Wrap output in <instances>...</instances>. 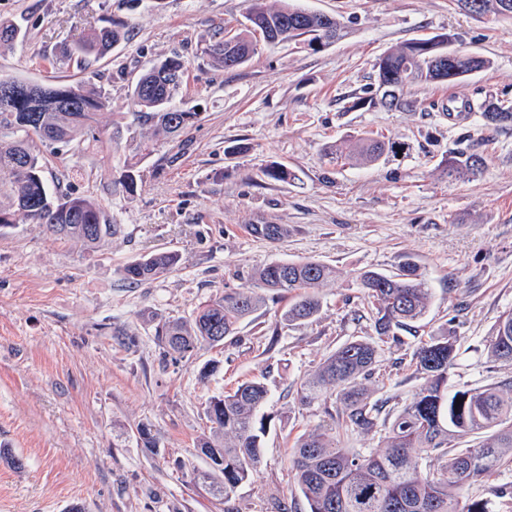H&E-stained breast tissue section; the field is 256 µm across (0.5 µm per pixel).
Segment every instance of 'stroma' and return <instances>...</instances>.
I'll use <instances>...</instances> for the list:
<instances>
[{"label":"stroma","instance_id":"obj_1","mask_svg":"<svg viewBox=\"0 0 512 512\" xmlns=\"http://www.w3.org/2000/svg\"><path fill=\"white\" fill-rule=\"evenodd\" d=\"M292 2L336 17L345 36L313 50L262 44L224 71L204 50L250 0H0V20L24 33L0 48V73L108 92L101 124L118 132V145L87 149L61 189L95 197L120 226L95 248L39 224L0 235V448L10 453L0 460V512H307L289 458L303 433L332 419L301 406L296 387L339 346L373 335L355 275L395 273L408 257L428 282L430 305L381 343L366 382L372 399L399 410L420 383L413 350L443 334L461 344L456 385L512 379V364L489 359L498 320L512 311V123L492 124L477 110L459 123L447 113L457 98L512 101V21L476 18L454 0ZM113 22L126 39L76 67L71 45ZM448 33L492 68L456 86H410L406 110L349 109L374 96L376 58ZM175 54L187 63L176 103L197 119L169 138L138 118L128 89ZM358 135L384 136L399 151L372 165L330 164L332 146ZM143 140L150 154L138 153ZM457 152L481 156L484 167L449 179ZM126 162L138 171L130 195L115 184ZM272 163L294 180L266 178ZM256 224L282 225L284 234L267 239L251 233ZM160 251L179 255L170 272L139 286L123 280L125 265ZM305 259L341 271L319 288L313 320L282 322L290 300L270 294L222 345L177 361L165 355L159 323L251 287L266 263ZM209 361L217 369L202 376ZM254 377L270 390L263 460L227 502L195 483L209 468L197 442L210 432L207 400ZM141 422L157 448L136 437Z\"/></svg>","mask_w":512,"mask_h":512}]
</instances>
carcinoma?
I'll return each mask as SVG.
<instances>
[{"label":"carcinoma","instance_id":"1","mask_svg":"<svg viewBox=\"0 0 512 512\" xmlns=\"http://www.w3.org/2000/svg\"><path fill=\"white\" fill-rule=\"evenodd\" d=\"M455 2L471 15L512 20V7L504 9L503 0ZM244 19L241 27L224 29V37L205 48L215 67L232 70L247 63L267 31L280 42L301 41L310 47L328 31L344 34V26L333 16L290 4L271 8L264 0H252ZM123 37V26L115 22L93 28L73 44L70 56L80 64L99 59ZM19 38L16 24L0 22V47ZM429 42L416 39L377 59V91L386 98L382 106L409 108V86L459 85L468 74L491 66L489 59L459 50L448 52L444 62L428 49ZM185 71L181 57H167L131 86L139 116L153 123L157 134L177 136L194 124L197 113L175 103ZM107 103L105 93L81 83L39 84L0 75V229L42 224L90 248L116 233L117 225L95 198L54 193L46 179L53 173L58 148L65 147L74 156L87 143L102 141L100 116ZM483 112L493 123L512 121V103L489 101ZM36 139L47 151L35 149ZM394 147L393 142L365 137L336 147L334 159L373 163ZM483 166L482 158L461 153L448 159V176L464 177ZM178 261L174 251L152 253L124 266L122 276L130 284H142L167 273ZM336 275V268L319 261H273L255 272V287L211 300L189 318L165 321L157 325L155 335L176 360L191 356L201 344L221 345L261 307L262 290L293 298L282 320L308 321L320 309L316 288ZM356 284L373 306L375 335L343 344L297 389L300 405H322L337 421L334 427L318 425L302 435L289 459L307 512H494L490 500L469 498L464 490L503 471L512 472V381L455 385L451 376L459 357L457 338L433 336L412 355V366L423 382L393 416L381 418L383 405L371 402L363 380L375 370L380 343L424 317L431 292L410 258L401 262L395 275L365 270L356 276ZM490 354L496 361L512 363L511 311L499 320ZM267 398L265 383L253 379L206 402L213 434L201 438L198 448L208 449L204 456L212 463L217 456L224 460V478L211 469L196 474V479L226 502L261 464L267 423L259 413ZM380 425L386 431L384 449L343 445L341 430L365 433ZM470 434L478 435L479 441L466 448L451 445L453 436Z\"/></svg>","mask_w":512,"mask_h":512}]
</instances>
